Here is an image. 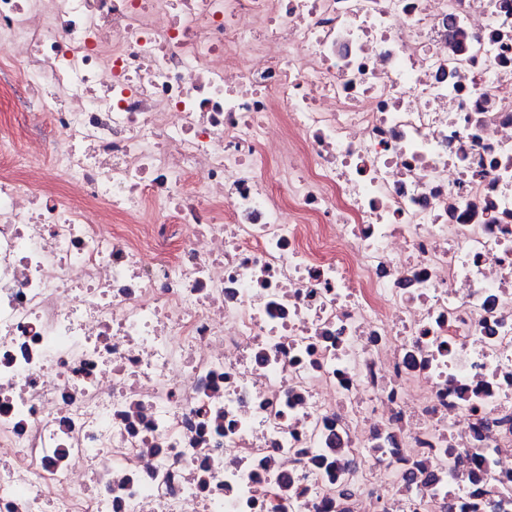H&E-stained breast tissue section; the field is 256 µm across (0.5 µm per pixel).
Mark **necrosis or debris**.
Instances as JSON below:
<instances>
[{
  "instance_id": "1",
  "label": "necrosis or debris",
  "mask_w": 512,
  "mask_h": 512,
  "mask_svg": "<svg viewBox=\"0 0 512 512\" xmlns=\"http://www.w3.org/2000/svg\"><path fill=\"white\" fill-rule=\"evenodd\" d=\"M0 97V512H512V0H0Z\"/></svg>"
}]
</instances>
